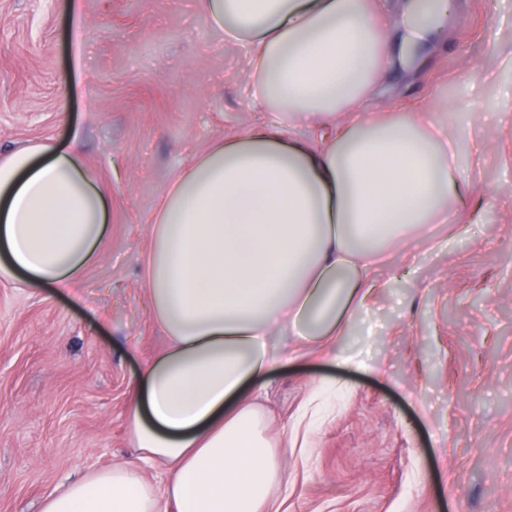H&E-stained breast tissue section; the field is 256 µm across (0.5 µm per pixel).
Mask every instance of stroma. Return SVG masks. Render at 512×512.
<instances>
[{"instance_id": "35a3bbf8", "label": "stroma", "mask_w": 512, "mask_h": 512, "mask_svg": "<svg viewBox=\"0 0 512 512\" xmlns=\"http://www.w3.org/2000/svg\"><path fill=\"white\" fill-rule=\"evenodd\" d=\"M69 1L0 0V156L77 134L110 231L78 286L0 276V512L133 460L131 383L166 343L141 288L156 208L217 140L282 119L197 0ZM407 2L380 0L391 64L351 111L447 128L469 195L446 249L375 260L386 286L335 343L362 363L306 348L271 372L280 512H512V0H454L443 42L406 53Z\"/></svg>"}]
</instances>
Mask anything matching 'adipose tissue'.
I'll return each mask as SVG.
<instances>
[{"label": "adipose tissue", "mask_w": 512, "mask_h": 512, "mask_svg": "<svg viewBox=\"0 0 512 512\" xmlns=\"http://www.w3.org/2000/svg\"><path fill=\"white\" fill-rule=\"evenodd\" d=\"M216 30L252 48L261 112L309 125L304 139L255 123L215 142L173 181L149 227L143 292L166 347L127 404L140 463L94 472L51 494L43 512H265L280 457L246 397L285 353L286 334L325 345L378 283L372 260L430 239L465 186L448 145L410 113L340 119L383 64L375 0H198ZM404 41L434 35L447 0H410ZM333 119L324 130L323 119ZM108 191L76 139L0 158V275L76 285L108 226Z\"/></svg>", "instance_id": "ef3b65f1"}]
</instances>
